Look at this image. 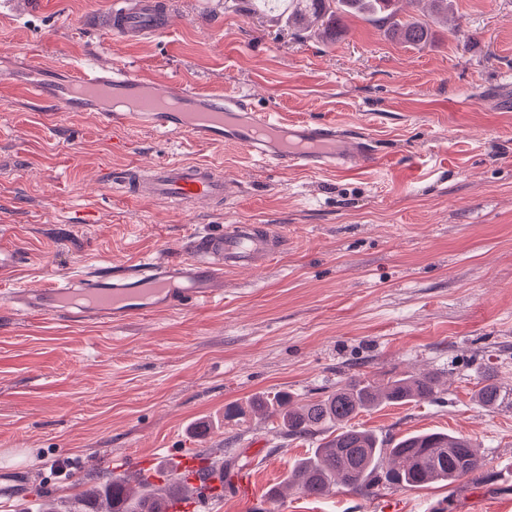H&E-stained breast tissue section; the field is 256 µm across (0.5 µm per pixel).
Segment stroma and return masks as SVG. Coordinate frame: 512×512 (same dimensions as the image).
<instances>
[{
  "mask_svg": "<svg viewBox=\"0 0 512 512\" xmlns=\"http://www.w3.org/2000/svg\"><path fill=\"white\" fill-rule=\"evenodd\" d=\"M459 30L411 46L363 18L339 37L290 26L257 0H177L165 34L130 44L93 23L108 0H0V72L65 84L93 60L202 94L249 93L286 120L368 135L374 166L342 173L255 166L241 147L149 129L115 131L94 110L20 101L0 85V241L38 285L143 259L187 258L226 224H278L288 251L224 278L222 303L119 325L25 319L0 299V487L14 512L56 500L125 456L223 449L232 480L214 512H495L512 504V406L482 407L481 381L512 384V0H452ZM195 161L241 182L224 209H182L95 181L104 167ZM442 379L436 401L387 405L354 424L380 437L459 434L483 469L453 483L362 495L268 497L316 440L253 412L259 393L296 402L351 375ZM245 482L247 493L237 484Z\"/></svg>",
  "mask_w": 512,
  "mask_h": 512,
  "instance_id": "1",
  "label": "stroma"
}]
</instances>
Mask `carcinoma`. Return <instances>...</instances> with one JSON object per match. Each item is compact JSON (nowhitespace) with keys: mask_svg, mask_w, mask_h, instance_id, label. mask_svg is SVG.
Instances as JSON below:
<instances>
[{"mask_svg":"<svg viewBox=\"0 0 512 512\" xmlns=\"http://www.w3.org/2000/svg\"><path fill=\"white\" fill-rule=\"evenodd\" d=\"M288 23L317 21L337 36L341 18L352 14L375 19L379 26L414 45L424 41L429 26L394 9L396 0H289ZM437 383L427 376L398 374L379 384L355 376L327 395L312 397L297 407L284 396L258 399L254 407L270 416L280 433L304 439L331 432L312 456L299 460L288 472V488L319 498L339 483L367 493L379 486L416 487L452 482L480 470L483 457L469 439L444 433H414L397 440H381L351 421L361 412L383 404L436 399ZM512 397V387L485 381L478 401L494 408ZM204 459L214 474H225L222 449L209 450ZM191 489L168 479L158 486L146 477H108L101 485L72 498L68 512H164L168 500L186 498Z\"/></svg>","mask_w":512,"mask_h":512,"instance_id":"carcinoma-1","label":"carcinoma"}]
</instances>
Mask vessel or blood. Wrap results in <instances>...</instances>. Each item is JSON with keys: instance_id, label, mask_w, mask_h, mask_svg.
<instances>
[{"instance_id": "1", "label": "vessel or blood", "mask_w": 512, "mask_h": 512, "mask_svg": "<svg viewBox=\"0 0 512 512\" xmlns=\"http://www.w3.org/2000/svg\"><path fill=\"white\" fill-rule=\"evenodd\" d=\"M173 10L171 0H110L98 24L110 34L140 42L163 34ZM61 102L108 100L125 94V104L100 112L103 125L121 130L150 127L209 142L243 146L255 162L306 170L367 167L375 155L360 132L331 124L289 123L276 111L256 109L243 95L203 96L173 82L161 83L116 66L72 65ZM103 182L147 201L190 206L204 199L216 208L236 198L239 184L211 163L173 161L120 171L103 168ZM288 248L287 235L274 224H227L195 237L181 261H142L111 272L94 270L77 281L51 278L36 288L10 290L8 301L21 316L48 313L73 323L120 325L144 316L170 313L188 305L223 301L225 271L242 265L266 267ZM175 474L194 486L191 512H213L219 476L205 472L200 458L181 451L170 460Z\"/></svg>"}]
</instances>
